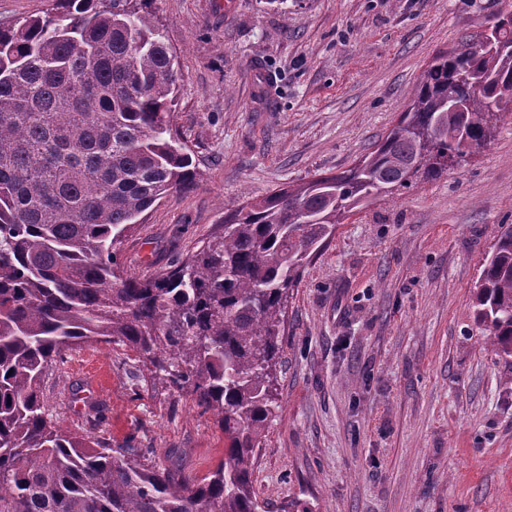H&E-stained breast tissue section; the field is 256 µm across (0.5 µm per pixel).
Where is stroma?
<instances>
[{
  "label": "stroma",
  "mask_w": 512,
  "mask_h": 512,
  "mask_svg": "<svg viewBox=\"0 0 512 512\" xmlns=\"http://www.w3.org/2000/svg\"><path fill=\"white\" fill-rule=\"evenodd\" d=\"M505 0H154L178 74L173 126L197 188L120 246L154 276L224 232L225 206L358 165L439 53ZM512 225V114L447 175L339 224L288 292L252 480L261 512H512V365L475 314ZM48 420L208 476L227 442L192 395L122 343L74 348L43 381Z\"/></svg>",
  "instance_id": "35a3bbf8"
}]
</instances>
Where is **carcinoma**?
Instances as JSON below:
<instances>
[{
    "mask_svg": "<svg viewBox=\"0 0 512 512\" xmlns=\"http://www.w3.org/2000/svg\"><path fill=\"white\" fill-rule=\"evenodd\" d=\"M0 28V512H259L252 460L271 412L284 301L304 261L370 192L436 179L512 112V5L480 46L434 57L360 166L224 216V236L155 277L119 246L172 190L198 185L173 130L174 58L153 0H53ZM512 362V225L476 288ZM121 342L188 389L229 441L208 481L65 430L43 376L74 345Z\"/></svg>",
    "mask_w": 512,
    "mask_h": 512,
    "instance_id": "obj_1",
    "label": "carcinoma"
}]
</instances>
